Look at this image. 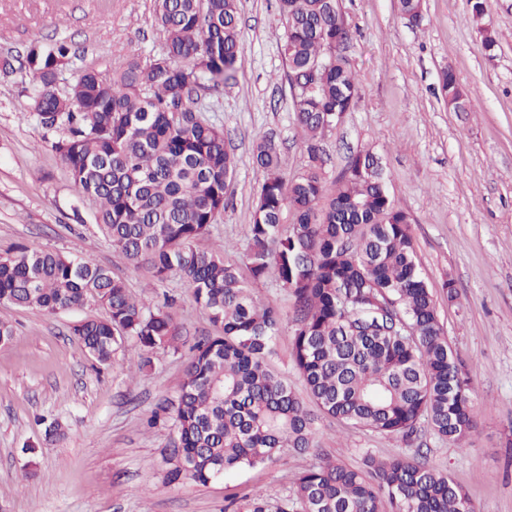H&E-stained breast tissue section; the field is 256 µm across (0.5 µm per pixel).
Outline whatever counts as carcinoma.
Instances as JSON below:
<instances>
[{
	"label": "carcinoma",
	"instance_id": "cac0c4a2",
	"mask_svg": "<svg viewBox=\"0 0 512 512\" xmlns=\"http://www.w3.org/2000/svg\"><path fill=\"white\" fill-rule=\"evenodd\" d=\"M402 16L423 18L422 0H400ZM283 57L307 168L287 180L274 138L262 135L253 162L265 172L244 266L226 246L203 251L228 206L236 157L224 130L207 119L202 92L229 79L241 56L239 0H154L162 52L132 57L107 79L74 68L78 48L65 38L27 46L21 66L34 77L30 109L78 191L97 205L96 221L127 262L154 278L178 277L209 316L168 415L171 482L202 485L243 467L275 460L285 448L316 447L317 415L410 441L425 424L457 447L473 427L465 361L448 343L432 288L421 276L408 215L386 187L370 148L325 194L322 141L336 115L354 107L359 87L340 0H279ZM448 108L465 112L467 95L443 73ZM294 224H281L283 211ZM274 275L292 300L290 359L309 402L274 372L270 360L283 330L273 304L252 284ZM0 303L57 312L98 304L100 319L72 333L89 358L108 364L119 351L178 350L179 328L167 311L138 300L124 280L89 258L17 245L0 257ZM467 491L421 452L389 459L366 455L347 466L329 457L299 472L291 495L244 498L235 512H462Z\"/></svg>",
	"mask_w": 512,
	"mask_h": 512
}]
</instances>
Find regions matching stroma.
<instances>
[{"label":"stroma","mask_w":512,"mask_h":512,"mask_svg":"<svg viewBox=\"0 0 512 512\" xmlns=\"http://www.w3.org/2000/svg\"><path fill=\"white\" fill-rule=\"evenodd\" d=\"M153 0H0V59L56 36L84 51L81 65L111 76L131 54H158L164 35ZM350 33L345 46L360 96L343 123L327 132L324 177L334 184L357 150L381 158L388 191L411 221L416 258L433 290L448 342L467 362L474 426L464 447L421 430L413 443L318 419L317 446L282 450L278 459L237 469L207 485L170 483L165 461L172 421L146 420L175 398L188 342L211 333L207 314L179 279L158 282L113 252L95 204L81 196L28 112L26 79L0 71V250L24 243L111 268L138 298L175 300L185 340L179 351L152 353L139 372L134 355L96 368L72 335L74 323L103 317L97 305L54 314L0 304L15 335L0 346V512H224L229 496L291 494L299 471L328 455L349 466L422 449L430 463L465 487L475 512H512V0H489L485 24L497 44L486 49L470 0H423L421 25L407 24L399 0H342ZM242 60L208 92V116L224 130L237 160L232 198L220 224L198 243H226L243 262L246 229L265 173L252 159L259 135H274L284 176L308 161L294 120L281 51L277 0H240ZM452 70L469 108H448L438 90ZM458 297L449 300L444 281ZM254 295L274 303L284 329L273 367L296 392L304 385L290 361L292 301L274 277ZM64 434L45 439V421Z\"/></svg>","instance_id":"35a3bbf8"}]
</instances>
